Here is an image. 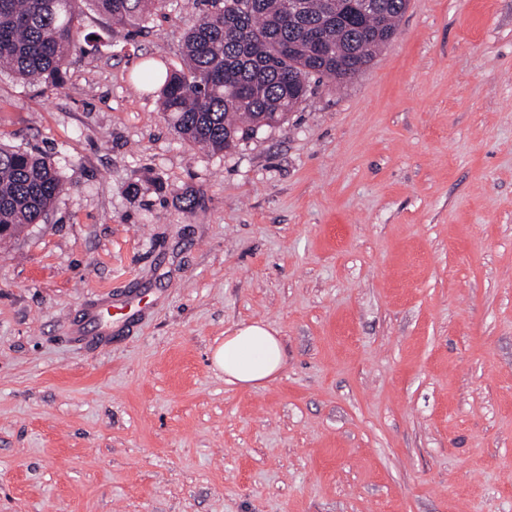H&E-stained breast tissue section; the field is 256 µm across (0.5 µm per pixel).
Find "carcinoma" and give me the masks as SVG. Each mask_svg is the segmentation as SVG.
<instances>
[{"label": "carcinoma", "instance_id": "obj_1", "mask_svg": "<svg viewBox=\"0 0 512 512\" xmlns=\"http://www.w3.org/2000/svg\"><path fill=\"white\" fill-rule=\"evenodd\" d=\"M91 1L112 17V37L130 40L164 0H0V70L54 88L84 52L78 24ZM199 0L202 18L183 37L185 68L142 79L158 85L162 111L184 140L230 151L283 122L307 98L313 77L343 81L397 34L407 0ZM64 190L51 158L0 146V226L20 235L41 224Z\"/></svg>", "mask_w": 512, "mask_h": 512}]
</instances>
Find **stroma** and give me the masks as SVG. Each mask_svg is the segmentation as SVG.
I'll return each mask as SVG.
<instances>
[{
	"label": "stroma",
	"mask_w": 512,
	"mask_h": 512,
	"mask_svg": "<svg viewBox=\"0 0 512 512\" xmlns=\"http://www.w3.org/2000/svg\"><path fill=\"white\" fill-rule=\"evenodd\" d=\"M201 17L88 6L61 88L0 72V145L65 184L0 243V512H512V0H408L227 152L137 80ZM252 321L257 389L211 364ZM215 369L224 373L227 384L263 387L283 369L285 355L277 330L269 324L243 325L225 336L214 353Z\"/></svg>",
	"instance_id": "35a3bbf8"
}]
</instances>
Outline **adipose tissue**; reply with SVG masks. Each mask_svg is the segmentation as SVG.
Wrapping results in <instances>:
<instances>
[{"label":"adipose tissue","mask_w":512,"mask_h":512,"mask_svg":"<svg viewBox=\"0 0 512 512\" xmlns=\"http://www.w3.org/2000/svg\"><path fill=\"white\" fill-rule=\"evenodd\" d=\"M213 363L224 381L258 388L283 369L285 355L280 336L270 325L255 322L226 336L215 351Z\"/></svg>","instance_id":"adipose-tissue-1"}]
</instances>
